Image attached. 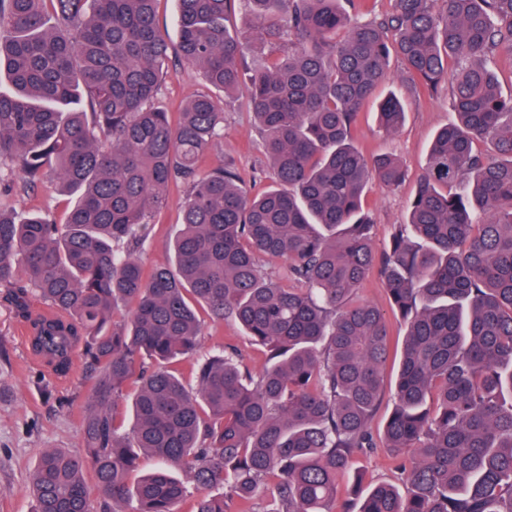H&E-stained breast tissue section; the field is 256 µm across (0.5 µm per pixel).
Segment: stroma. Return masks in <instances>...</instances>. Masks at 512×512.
Here are the masks:
<instances>
[{
    "instance_id": "1",
    "label": "stroma",
    "mask_w": 512,
    "mask_h": 512,
    "mask_svg": "<svg viewBox=\"0 0 512 512\" xmlns=\"http://www.w3.org/2000/svg\"><path fill=\"white\" fill-rule=\"evenodd\" d=\"M199 70L180 63L162 84L156 106L177 113L187 97L207 92ZM405 120L393 135H386L374 120L375 104L367 102L354 129L355 143L365 155L390 153L406 167L408 176L398 187L384 190L372 187L364 206L374 221V244L383 248L395 225L404 223L416 180L428 160V146L433 133L456 120L447 89L418 97L405 95ZM233 165L243 187L259 194L272 185L268 158L260 146V136L244 93L224 98V137L210 150L200 166L208 172ZM186 194L182 183H170L167 200L149 226L148 243L140 255L145 268L166 266L171 262L169 243L181 227V203ZM0 205L18 214L39 210L64 223L68 200L48 181L34 190L0 196ZM357 299L380 309L390 328V357L383 371L384 387L376 414L371 422L373 433H380L391 412V391L398 369L400 343L405 325L392 307L379 274H371L356 294ZM26 326L9 304L0 299V512H32L35 501L30 480L41 453L48 448L72 452L82 449L81 424L87 397L93 386L87 378L81 357H74L68 377L51 379L50 392H43L41 379L45 368L33 359L24 331ZM236 346L252 367H260L263 354L251 344L233 321L206 323L200 354L206 355L226 345Z\"/></svg>"
}]
</instances>
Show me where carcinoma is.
<instances>
[{
  "label": "carcinoma",
  "mask_w": 512,
  "mask_h": 512,
  "mask_svg": "<svg viewBox=\"0 0 512 512\" xmlns=\"http://www.w3.org/2000/svg\"><path fill=\"white\" fill-rule=\"evenodd\" d=\"M157 2L0 0V76L14 88L0 93V190L53 180L70 199L63 224L0 209V288L54 375L80 350L95 377L84 452L40 455L34 512H94L88 474L102 512L188 499L227 512L209 493L226 483L253 512L268 481L264 512H512V94L494 70L512 55V0H394L380 18L375 0H240L248 31L227 25L233 0H176L180 59L226 94L247 85L273 171L258 196L230 164L199 171L224 136L211 95L190 97L176 124L154 106L170 59ZM248 45L269 54L246 79ZM394 55L412 96L452 76L457 121L434 135L406 222L379 252L363 199L406 172L389 154L367 159L353 130ZM404 118L391 89L379 128ZM173 181L187 188L175 267L147 271L145 228ZM375 269L407 325L377 438L388 329L352 300ZM203 313L236 322L261 368L232 347L196 358ZM181 361L190 384L167 369ZM378 447L410 453L402 486L363 492L358 458ZM143 455L159 462L146 475Z\"/></svg>",
  "instance_id": "cac0c4a2"
}]
</instances>
